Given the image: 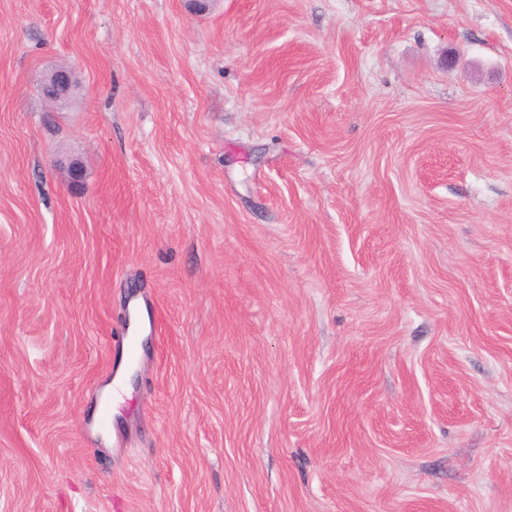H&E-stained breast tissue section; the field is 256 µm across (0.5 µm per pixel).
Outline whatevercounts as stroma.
<instances>
[{
    "mask_svg": "<svg viewBox=\"0 0 512 512\" xmlns=\"http://www.w3.org/2000/svg\"><path fill=\"white\" fill-rule=\"evenodd\" d=\"M0 512H512V0H0ZM42 83L48 84L49 97L46 99L54 107L66 103L74 89L72 74L66 70L52 71Z\"/></svg>",
    "mask_w": 512,
    "mask_h": 512,
    "instance_id": "stroma-1",
    "label": "stroma"
}]
</instances>
